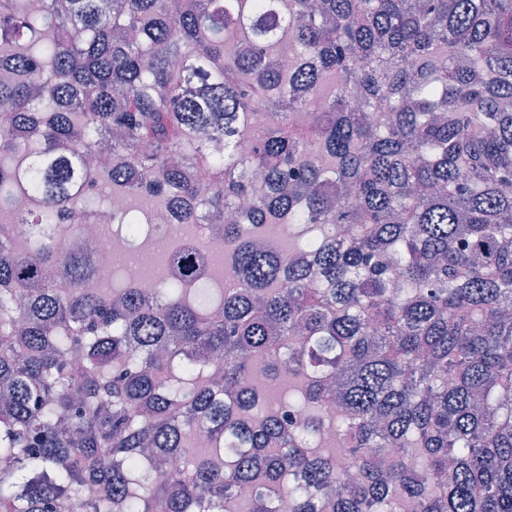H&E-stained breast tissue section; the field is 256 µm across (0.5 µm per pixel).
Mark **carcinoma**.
Instances as JSON below:
<instances>
[{"instance_id": "obj_1", "label": "carcinoma", "mask_w": 512, "mask_h": 512, "mask_svg": "<svg viewBox=\"0 0 512 512\" xmlns=\"http://www.w3.org/2000/svg\"><path fill=\"white\" fill-rule=\"evenodd\" d=\"M0 109V512H512V0H0ZM100 184L237 214L221 313L23 234Z\"/></svg>"}]
</instances>
